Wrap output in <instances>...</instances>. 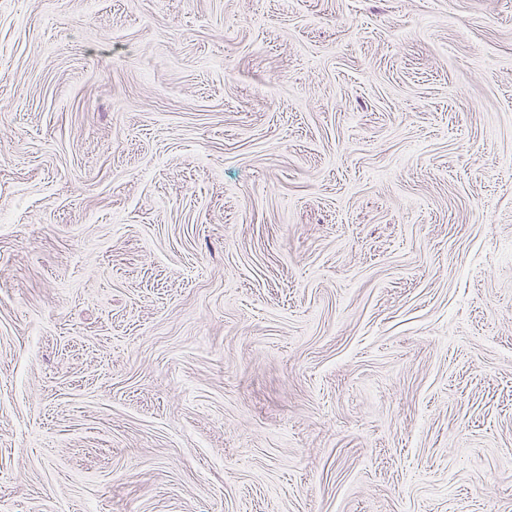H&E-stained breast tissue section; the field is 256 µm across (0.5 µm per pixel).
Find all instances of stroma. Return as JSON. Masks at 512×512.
<instances>
[{
    "mask_svg": "<svg viewBox=\"0 0 512 512\" xmlns=\"http://www.w3.org/2000/svg\"><path fill=\"white\" fill-rule=\"evenodd\" d=\"M0 512H512V0H0Z\"/></svg>",
    "mask_w": 512,
    "mask_h": 512,
    "instance_id": "1",
    "label": "stroma"
}]
</instances>
